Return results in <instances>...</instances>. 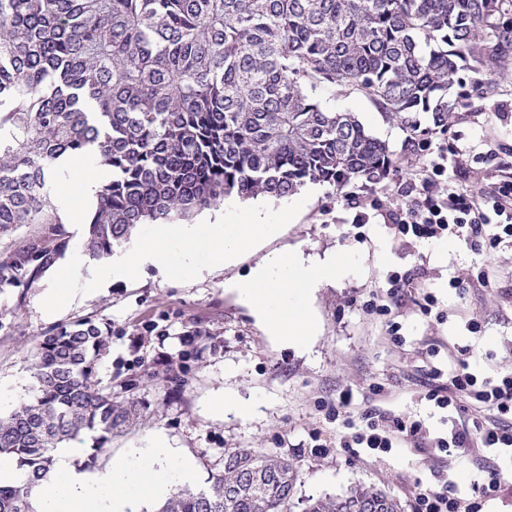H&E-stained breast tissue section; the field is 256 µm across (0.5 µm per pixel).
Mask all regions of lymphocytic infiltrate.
<instances>
[{"label":"lymphocytic infiltrate","mask_w":512,"mask_h":512,"mask_svg":"<svg viewBox=\"0 0 512 512\" xmlns=\"http://www.w3.org/2000/svg\"><path fill=\"white\" fill-rule=\"evenodd\" d=\"M447 156L423 161L420 175L423 198L387 213L398 239L406 244L455 237L476 246L498 247L512 241V182L499 195L444 182ZM424 400L448 415H468V423L451 425L442 434L430 431L417 416L381 407L366 409L347 419L343 448H367L388 453L395 448L432 449L472 457L485 465L487 481L474 496L449 494L447 486L425 489L417 497L418 512H483L486 501L497 497L501 478L490 460L512 453V370L486 377L475 372L467 360H458L453 370L431 367L423 383Z\"/></svg>","instance_id":"obj_1"}]
</instances>
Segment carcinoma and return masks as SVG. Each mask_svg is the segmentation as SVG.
I'll return each instance as SVG.
<instances>
[{"mask_svg":"<svg viewBox=\"0 0 512 512\" xmlns=\"http://www.w3.org/2000/svg\"><path fill=\"white\" fill-rule=\"evenodd\" d=\"M510 12L512 0H0V235L42 225L0 251V288L36 286L68 248L60 158L111 174L87 218L92 260L232 196L382 183L398 159L307 86L353 85L405 128L429 112L442 133L460 63H500ZM105 350L91 321L38 344L33 396L0 417V455L22 470L0 485V512H36L64 443L97 433L76 459L89 466L141 418L97 387ZM296 482L290 459L235 448L208 487L178 486L156 512H399L365 486L297 501Z\"/></svg>","mask_w":512,"mask_h":512,"instance_id":"1","label":"carcinoma"}]
</instances>
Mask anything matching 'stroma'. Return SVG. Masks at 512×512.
I'll return each mask as SVG.
<instances>
[{"instance_id": "stroma-1", "label": "stroma", "mask_w": 512, "mask_h": 512, "mask_svg": "<svg viewBox=\"0 0 512 512\" xmlns=\"http://www.w3.org/2000/svg\"><path fill=\"white\" fill-rule=\"evenodd\" d=\"M312 96L325 109L356 113L373 136L388 144L399 164L382 184H354L338 192L307 184L308 200L278 235L244 253L237 265L205 270L188 282L162 280L150 267L137 280L78 295L52 317L41 308L49 277L32 288H1L0 385L28 398L34 352L44 335L91 320L110 330L109 349L94 374L98 387L113 401L133 400L144 410L142 420L113 435L98 466L113 455L148 447L151 435L160 431L194 459L201 488L222 468L225 452L252 448L295 463L302 499L365 485L395 499L401 512H417V493L436 487L441 474L452 493L471 495L478 472L469 460L438 461L413 448L387 454L340 448L336 439L347 430L328 413L348 390L352 411L373 403L421 417L439 433L447 428L443 412L420 401L413 383L427 365L453 368L458 347L465 346L470 365L483 375L512 367V302L501 294L512 290V247L483 255L459 240L408 245L383 218L406 202L407 182L423 158L454 146L461 152L449 163L447 179L465 175L489 191L512 176L506 169L512 160V48L496 71L469 65L459 71L448 91L453 109L447 132L421 141L355 87L319 88ZM361 211L370 222L357 229L353 222ZM288 249L309 263L335 257L347 264L345 272L309 297L319 330L304 345L274 341L238 296L224 288L225 280ZM479 267L495 281V289L467 287ZM394 271L426 279L444 314L440 321L423 315L413 303L415 291H408L400 319L406 342L400 347L389 340L386 317L363 310ZM454 278L463 280V288H449ZM472 318L480 325L475 333L466 329ZM430 336L446 342L434 358L424 344ZM376 387L383 388L382 396L373 395ZM222 392L238 395L248 414L215 412L211 402Z\"/></svg>"}]
</instances>
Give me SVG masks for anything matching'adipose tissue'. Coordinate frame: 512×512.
I'll return each instance as SVG.
<instances>
[{
    "label": "adipose tissue",
    "instance_id": "1",
    "mask_svg": "<svg viewBox=\"0 0 512 512\" xmlns=\"http://www.w3.org/2000/svg\"><path fill=\"white\" fill-rule=\"evenodd\" d=\"M68 169L74 192L60 194L59 202L64 215L76 220L80 214L72 207L73 198L93 205L110 174L82 159L72 160ZM343 267L340 260L314 266L299 254L281 253L258 263L233 287L272 334L297 342L311 334L312 321L304 305H291V298L310 292ZM75 454L72 448L57 449L55 471L36 493L37 512H126L134 498L163 492L167 476L184 482L195 477L190 462L160 439L148 452L134 450L113 458L102 470L77 468Z\"/></svg>",
    "mask_w": 512,
    "mask_h": 512
}]
</instances>
